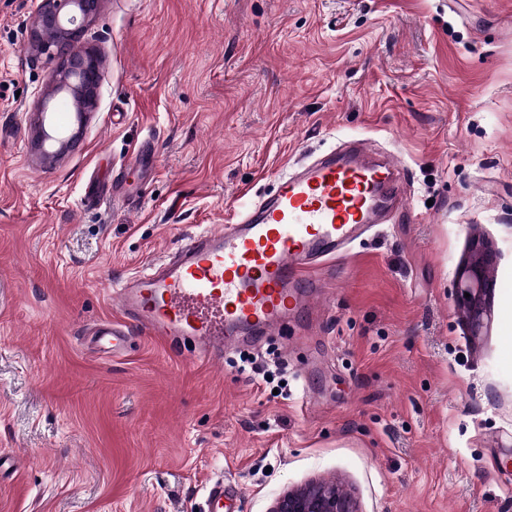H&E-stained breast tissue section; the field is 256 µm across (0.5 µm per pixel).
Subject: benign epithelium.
I'll return each mask as SVG.
<instances>
[{
    "mask_svg": "<svg viewBox=\"0 0 512 512\" xmlns=\"http://www.w3.org/2000/svg\"><path fill=\"white\" fill-rule=\"evenodd\" d=\"M99 0H44L31 32V43L40 52L58 54L60 65L51 72L47 91L36 108L46 111L49 100L66 96L80 112H90L97 100L101 78L100 57L78 45L77 36L94 17ZM488 254L476 251L460 292L470 320L479 326L487 282L483 267ZM270 512H358L354 498L334 483L310 482L283 492Z\"/></svg>",
    "mask_w": 512,
    "mask_h": 512,
    "instance_id": "7a95c632",
    "label": "benign epithelium"
}]
</instances>
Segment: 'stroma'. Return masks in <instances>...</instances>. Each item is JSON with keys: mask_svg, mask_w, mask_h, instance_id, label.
I'll return each mask as SVG.
<instances>
[{"mask_svg": "<svg viewBox=\"0 0 512 512\" xmlns=\"http://www.w3.org/2000/svg\"><path fill=\"white\" fill-rule=\"evenodd\" d=\"M42 2L0 0V512H206L220 475L233 512L313 479L361 512H512V0H101L79 36L97 105L49 171L29 151L60 63L29 46ZM146 138L141 194L83 207ZM354 139L400 156L407 208L337 260L319 321L253 347L286 394L235 350L203 364L137 331L93 352L125 276ZM477 248L469 268H465L462 275L466 272V276L461 285L460 296L466 306L470 320L475 327H479L483 314V296L487 290V282L483 274V267L488 259V254L481 250V246L477 247V243L473 246ZM464 292L469 293V298L464 296ZM240 493V488L230 481L224 482V479H218L208 482L206 484L207 512H224V507L229 510Z\"/></svg>", "mask_w": 512, "mask_h": 512, "instance_id": "stroma-1", "label": "stroma"}]
</instances>
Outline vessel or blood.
I'll return each mask as SVG.
<instances>
[{
	"instance_id": "obj_1",
	"label": "vessel or blood",
	"mask_w": 512,
	"mask_h": 512,
	"mask_svg": "<svg viewBox=\"0 0 512 512\" xmlns=\"http://www.w3.org/2000/svg\"><path fill=\"white\" fill-rule=\"evenodd\" d=\"M42 120L48 153L37 162L48 169L68 156L78 115ZM403 178L400 158L360 140L281 172L269 196L124 278L114 291L117 315L97 329V343L120 350L135 327L177 350L192 345L197 359L211 361L273 335L327 294L331 262L365 233L396 222L406 204ZM121 190L101 180L88 184L85 198L107 205ZM240 493L235 483L208 482L207 512H224Z\"/></svg>"
}]
</instances>
